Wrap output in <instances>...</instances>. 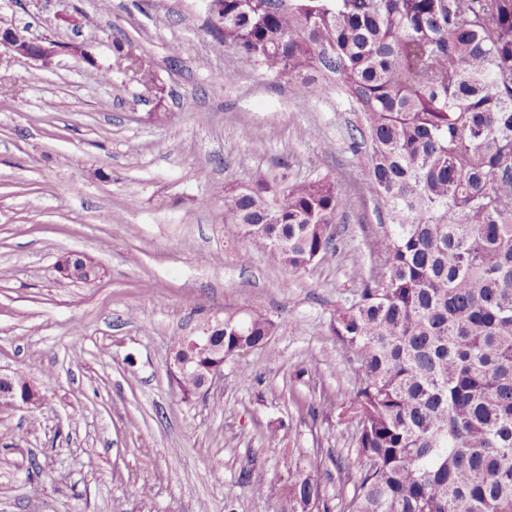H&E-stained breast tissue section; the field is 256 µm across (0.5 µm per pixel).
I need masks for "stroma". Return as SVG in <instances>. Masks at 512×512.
I'll return each mask as SVG.
<instances>
[{
	"label": "stroma",
	"mask_w": 512,
	"mask_h": 512,
	"mask_svg": "<svg viewBox=\"0 0 512 512\" xmlns=\"http://www.w3.org/2000/svg\"><path fill=\"white\" fill-rule=\"evenodd\" d=\"M0 18L95 58L0 57V371L42 397L0 407V512H275L289 467L312 455L344 512L337 461L356 426L341 406L358 373L329 324L384 227L333 77L297 99L209 32L205 0H0ZM118 40L150 58L162 97L117 69ZM273 176L347 190L335 252L295 270L246 251L218 190ZM68 253L97 262L101 281L60 280ZM235 311L276 322L269 349L227 359L184 399L172 338ZM247 467L266 492L241 485Z\"/></svg>",
	"instance_id": "obj_1"
}]
</instances>
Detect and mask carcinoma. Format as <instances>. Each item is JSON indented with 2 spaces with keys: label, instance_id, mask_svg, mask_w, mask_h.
Returning a JSON list of instances; mask_svg holds the SVG:
<instances>
[{
  "label": "carcinoma",
  "instance_id": "obj_1",
  "mask_svg": "<svg viewBox=\"0 0 512 512\" xmlns=\"http://www.w3.org/2000/svg\"><path fill=\"white\" fill-rule=\"evenodd\" d=\"M212 34L319 95L334 77L356 113L350 149L384 210L358 299L330 329L359 382L347 512H512V0H213ZM347 194L324 177L224 188L231 224L300 269L336 251ZM82 282L101 269L72 258ZM276 323L224 313L213 344L269 346ZM189 399L191 371L175 378ZM288 468L278 512H328L313 473ZM242 483L260 493L263 472Z\"/></svg>",
  "mask_w": 512,
  "mask_h": 512
}]
</instances>
